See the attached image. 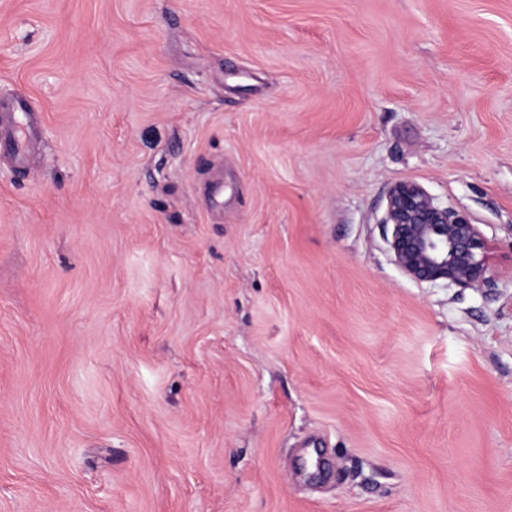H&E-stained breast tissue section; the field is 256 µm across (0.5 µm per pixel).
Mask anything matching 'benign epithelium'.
<instances>
[{"mask_svg":"<svg viewBox=\"0 0 512 512\" xmlns=\"http://www.w3.org/2000/svg\"><path fill=\"white\" fill-rule=\"evenodd\" d=\"M383 224L392 261L411 280L462 288L489 283L488 244L476 225L420 185L391 187Z\"/></svg>","mask_w":512,"mask_h":512,"instance_id":"1","label":"benign epithelium"}]
</instances>
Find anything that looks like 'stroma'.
<instances>
[{"instance_id":"35a3bbf8","label":"stroma","mask_w":512,"mask_h":512,"mask_svg":"<svg viewBox=\"0 0 512 512\" xmlns=\"http://www.w3.org/2000/svg\"><path fill=\"white\" fill-rule=\"evenodd\" d=\"M15 98L0 512H512V0H0ZM382 224L392 261L411 280L462 288L489 283V248L476 224L436 203L420 185L391 187Z\"/></svg>"}]
</instances>
